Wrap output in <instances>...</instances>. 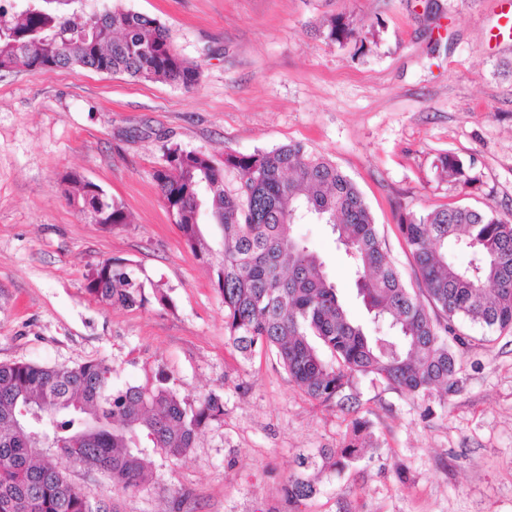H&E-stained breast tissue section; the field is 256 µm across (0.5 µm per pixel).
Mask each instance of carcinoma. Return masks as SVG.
<instances>
[{
	"label": "carcinoma",
	"instance_id": "cac0c4a2",
	"mask_svg": "<svg viewBox=\"0 0 512 512\" xmlns=\"http://www.w3.org/2000/svg\"><path fill=\"white\" fill-rule=\"evenodd\" d=\"M0 0V70L30 72L81 66L123 73L142 82H167L186 90L200 78L197 65L174 49L157 19L114 4L86 12L82 0ZM357 31L344 17L330 19L327 38L342 42ZM165 165L153 178L174 216L185 245L216 272L224 299V330L243 356H276L309 398L352 401V380L372 375L416 396L454 387L462 343L455 321L469 319L501 332L512 330V221L493 207H446L402 214L398 228L414 259L436 314L406 287L387 260L372 213L354 182L335 164L288 144L243 155L224 153V165L239 172L235 193L224 190L223 169L204 154L166 148ZM450 182L478 181L473 163L455 155L438 159ZM64 198L82 211H98L102 187L71 174ZM219 241L200 228L203 212ZM307 216L331 225L354 274L367 316L353 319L328 280L325 262L293 234ZM128 222L124 207L108 198L99 223ZM466 250L475 261L462 267L448 255ZM88 292L123 307L146 302L144 285L108 261ZM38 411V423L20 428L21 410ZM224 416L216 395L189 401L159 379L114 386L112 367L91 360L72 367L0 363V512H102L74 486L66 465L104 473L113 488L138 491L145 479V449L179 460L199 433ZM367 422L352 421L339 448H319L297 458L300 471L285 485L298 502L317 493L309 470L340 471L360 459ZM34 448H52L48 460Z\"/></svg>",
	"mask_w": 512,
	"mask_h": 512
}]
</instances>
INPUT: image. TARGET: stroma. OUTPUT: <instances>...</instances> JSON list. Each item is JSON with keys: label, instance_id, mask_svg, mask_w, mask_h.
<instances>
[{"label": "stroma", "instance_id": "obj_1", "mask_svg": "<svg viewBox=\"0 0 512 512\" xmlns=\"http://www.w3.org/2000/svg\"><path fill=\"white\" fill-rule=\"evenodd\" d=\"M113 2L166 26L200 81L188 91L80 67L0 72V362L102 360L117 386L162 377L190 399L219 396L224 416L180 460L148 450L138 492L79 466L69 479L118 512H512V333L458 322L451 391L412 397L357 376L356 411L311 400L275 356L246 358L229 343L213 270L153 179L171 144L218 164L229 151L301 144L353 179L418 288L400 213L512 216V37L499 32L512 0H90ZM338 14L358 31L341 44L323 25ZM444 154L473 162L478 183L442 179ZM73 170L128 223L108 231L69 206L61 187ZM294 230L361 317L330 226ZM107 260L143 282L144 306L89 294ZM358 417L371 432L360 461L289 501L298 455L341 446Z\"/></svg>", "mask_w": 512, "mask_h": 512}]
</instances>
